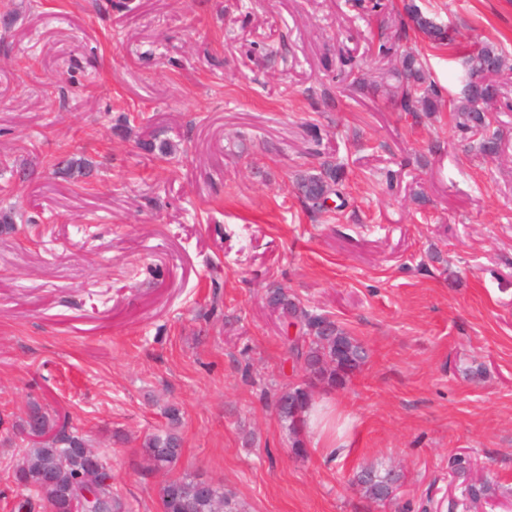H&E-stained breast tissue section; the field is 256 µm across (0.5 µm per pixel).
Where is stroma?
<instances>
[{
  "instance_id": "stroma-1",
  "label": "stroma",
  "mask_w": 512,
  "mask_h": 512,
  "mask_svg": "<svg viewBox=\"0 0 512 512\" xmlns=\"http://www.w3.org/2000/svg\"><path fill=\"white\" fill-rule=\"evenodd\" d=\"M382 2L0 0V212L23 217L0 224V512L32 401L107 453L132 512L185 475L241 512H448L457 453L509 490L476 512H512V69L486 158L458 114L353 87L399 62L379 37L403 0ZM416 3L512 61V0ZM163 140L171 159L144 148ZM323 159L349 204L313 214L293 182ZM277 286L368 351L314 394L347 455L310 435L291 454L272 396L302 371ZM173 409L182 456L148 472L138 449ZM363 464L399 473L386 506L352 486Z\"/></svg>"
}]
</instances>
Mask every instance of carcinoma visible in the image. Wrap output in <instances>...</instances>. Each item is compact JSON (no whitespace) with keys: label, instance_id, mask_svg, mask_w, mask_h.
Instances as JSON below:
<instances>
[{"label":"carcinoma","instance_id":"cac0c4a2","mask_svg":"<svg viewBox=\"0 0 512 512\" xmlns=\"http://www.w3.org/2000/svg\"><path fill=\"white\" fill-rule=\"evenodd\" d=\"M404 9L408 30L401 31L397 40L408 39L411 30L433 48L452 44L448 27L434 15L413 2L405 4ZM506 68L507 58L496 46L477 47L463 60L458 76L463 83L461 92L448 95L449 111L464 117L461 126L480 137L479 149L486 157L497 155L501 146L499 131L491 129L490 112L501 93L495 76ZM381 84L399 112H437L441 107V93L429 78L425 60L410 47L404 50L399 66L382 74ZM297 194L313 213L327 209L326 201L332 197L340 201L336 209L346 207L343 168L330 159L322 160L313 172L299 178ZM269 302L283 327L298 328L290 349L300 361L304 380L280 392L274 407L293 436L292 453L303 457L307 448L301 435L305 413L312 404V391L343 387L361 369L367 353L358 339L328 316L302 306L289 296L288 289H271ZM19 430L27 442L13 470L14 479H25L22 490L27 492L17 504L19 512H33L37 507L42 512H79V505L72 502L67 490L81 472L94 478L96 490L106 499L111 512H129L126 501L112 489L108 457L99 451L92 458L85 456L81 448L87 442L78 430L37 403L30 405ZM182 451L181 436L170 428L151 435L140 448V455L147 471L166 474L179 461ZM472 470L473 461L467 454H455L448 460V473L459 482L464 500L476 507L498 498L500 486L487 478L471 479ZM398 482L399 475L394 470L374 465L362 467L354 476V484L363 496L381 506L392 498ZM161 508L162 512H239L224 495V486L197 476L166 480L161 487Z\"/></svg>","mask_w":512,"mask_h":512}]
</instances>
